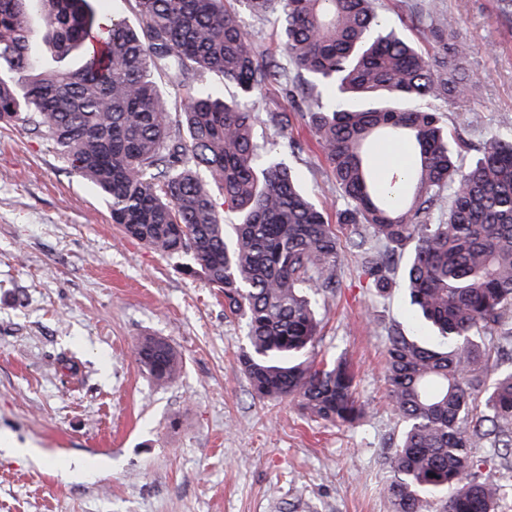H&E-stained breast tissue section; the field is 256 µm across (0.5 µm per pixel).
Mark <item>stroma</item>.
Masks as SVG:
<instances>
[{"mask_svg":"<svg viewBox=\"0 0 512 512\" xmlns=\"http://www.w3.org/2000/svg\"><path fill=\"white\" fill-rule=\"evenodd\" d=\"M390 25L417 11L467 45L473 96L430 101L468 145L512 136V23L499 0H374ZM260 96L255 137L283 154L329 219L347 206L304 123L290 136ZM341 286L321 302L316 359L345 355L368 407L352 429L252 395L240 371L243 319L113 224L96 189L51 142L0 128V512H391L385 456L400 422L386 394L385 329L408 325L399 285L378 292L343 251ZM166 337L184 371L154 385L133 356Z\"/></svg>","mask_w":512,"mask_h":512,"instance_id":"1","label":"stroma"}]
</instances>
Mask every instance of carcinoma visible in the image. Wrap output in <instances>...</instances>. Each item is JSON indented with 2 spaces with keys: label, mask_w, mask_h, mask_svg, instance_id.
I'll return each mask as SVG.
<instances>
[{
  "label": "carcinoma",
  "mask_w": 512,
  "mask_h": 512,
  "mask_svg": "<svg viewBox=\"0 0 512 512\" xmlns=\"http://www.w3.org/2000/svg\"><path fill=\"white\" fill-rule=\"evenodd\" d=\"M139 26L98 13L89 0H0V124L17 121L50 141L105 198L112 223L167 258L186 257L245 319L240 368L261 400L296 402L304 414L353 427L366 413L346 360L318 365L315 296L339 286L342 247L381 291L390 265L412 247L401 276L429 335L387 333L388 399L403 425L388 453L393 512H502L504 485L474 480L476 448L497 450L512 470V369L491 373V350L512 348V138H490L470 166L458 163L427 99L466 97L468 47L444 24L408 17L429 33L432 53L391 29L373 0H240L272 12L294 73L261 61L239 15L224 0H131ZM55 56L75 69L42 68L31 50L33 16ZM163 75L171 97L147 77ZM216 75L233 98L204 86ZM307 102L309 124L348 199L339 223L299 189L283 157L259 163L256 104L271 84ZM402 141L412 163L403 189L385 191L368 161L379 142ZM242 215L234 240L217 198ZM365 227L383 254L371 256ZM134 356L159 386L175 384L183 360L164 337L137 338Z\"/></svg>",
  "instance_id": "obj_1"
}]
</instances>
